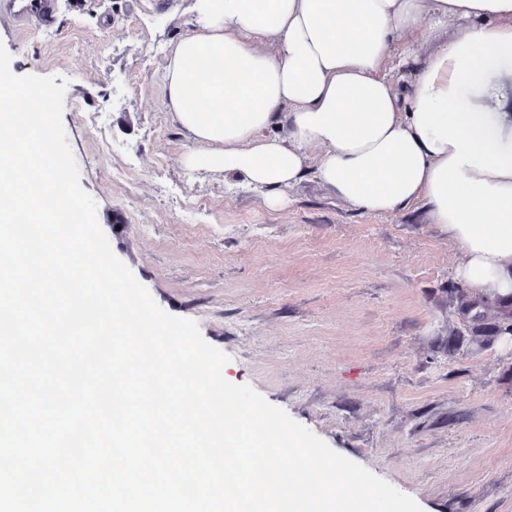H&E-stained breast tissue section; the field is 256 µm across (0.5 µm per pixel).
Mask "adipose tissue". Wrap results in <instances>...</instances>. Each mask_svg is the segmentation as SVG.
Returning <instances> with one entry per match:
<instances>
[{"instance_id":"ef3b65f1","label":"adipose tissue","mask_w":512,"mask_h":512,"mask_svg":"<svg viewBox=\"0 0 512 512\" xmlns=\"http://www.w3.org/2000/svg\"><path fill=\"white\" fill-rule=\"evenodd\" d=\"M191 13L165 69L185 165L276 208L316 151L338 198L377 214L424 204L461 249L458 279L512 301V116L470 98L512 64V0H193ZM451 18L446 43L414 53Z\"/></svg>"}]
</instances>
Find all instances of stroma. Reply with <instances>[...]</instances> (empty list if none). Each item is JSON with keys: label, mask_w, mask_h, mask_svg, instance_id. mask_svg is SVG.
Wrapping results in <instances>:
<instances>
[{"label": "stroma", "mask_w": 512, "mask_h": 512, "mask_svg": "<svg viewBox=\"0 0 512 512\" xmlns=\"http://www.w3.org/2000/svg\"><path fill=\"white\" fill-rule=\"evenodd\" d=\"M191 0H60L0 45L17 75L68 78L63 123L111 247L167 313L250 385L423 512H512V307L456 276L420 204L354 208L314 175L263 192L192 169L166 111Z\"/></svg>", "instance_id": "obj_1"}]
</instances>
